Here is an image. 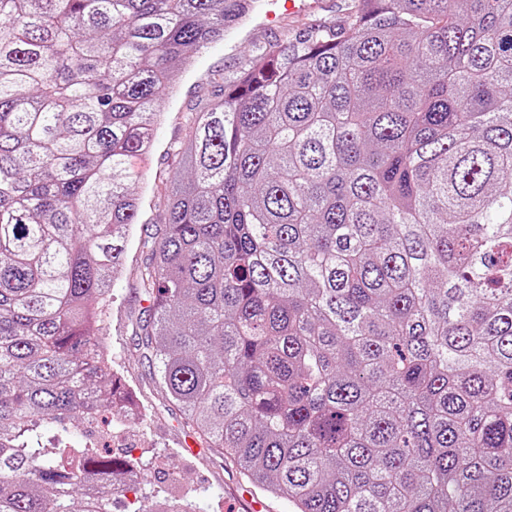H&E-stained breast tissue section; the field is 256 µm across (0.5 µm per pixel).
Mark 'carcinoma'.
<instances>
[{
  "label": "carcinoma",
  "instance_id": "obj_1",
  "mask_svg": "<svg viewBox=\"0 0 512 512\" xmlns=\"http://www.w3.org/2000/svg\"><path fill=\"white\" fill-rule=\"evenodd\" d=\"M246 2L0 0V512L145 470L71 425L132 410L99 335L128 164ZM178 155L138 336L203 447L293 512H512V0H350Z\"/></svg>",
  "mask_w": 512,
  "mask_h": 512
}]
</instances>
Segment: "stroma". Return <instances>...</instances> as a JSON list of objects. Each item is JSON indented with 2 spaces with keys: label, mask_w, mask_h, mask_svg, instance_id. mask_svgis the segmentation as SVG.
<instances>
[{
  "label": "stroma",
  "mask_w": 512,
  "mask_h": 512,
  "mask_svg": "<svg viewBox=\"0 0 512 512\" xmlns=\"http://www.w3.org/2000/svg\"><path fill=\"white\" fill-rule=\"evenodd\" d=\"M318 2V9L297 17L289 15L284 0H260V9L250 23L242 28L226 27L223 40L197 51L191 67L177 76L175 92L163 101L164 117L155 130L153 151L130 163L131 170L140 175L132 185L141 200L138 222L131 230L124 273L109 292V307L100 328L110 350V365L132 391L139 413L119 424L109 419L78 425L72 436L75 447L108 448L146 464L144 485L117 499L112 512H151L158 494L188 497L201 512H238L242 496L260 499L264 512H292L286 499L261 493L223 454L201 448L183 415L152 383L148 365L137 350L135 322L148 305L138 284L139 268L148 256L143 242L147 232L164 221L160 189L179 169L175 150L185 140L191 112L210 97L216 79H232L257 63L261 49L285 42L290 31L345 19L347 0ZM191 447L197 448V455H188Z\"/></svg>",
  "instance_id": "35a3bbf8"
}]
</instances>
